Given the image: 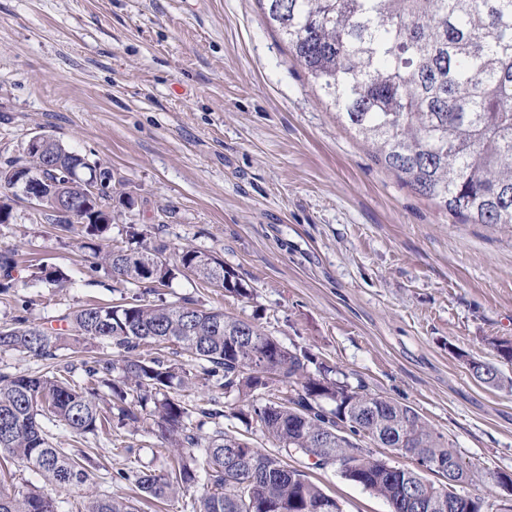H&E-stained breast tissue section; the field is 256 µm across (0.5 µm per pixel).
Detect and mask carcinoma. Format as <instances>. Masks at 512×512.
Returning a JSON list of instances; mask_svg holds the SVG:
<instances>
[{"instance_id": "1", "label": "carcinoma", "mask_w": 512, "mask_h": 512, "mask_svg": "<svg viewBox=\"0 0 512 512\" xmlns=\"http://www.w3.org/2000/svg\"><path fill=\"white\" fill-rule=\"evenodd\" d=\"M269 26L288 43L336 118L374 160L443 210L473 224H512V0H259ZM47 180L40 204L86 205L85 223L54 221L90 240L96 265L120 284L141 288L112 305L86 304L64 316L73 342L107 344L115 359L83 360V379L60 364L61 333L17 315L0 327V352L45 362L30 375L0 372V451L38 471L55 488L91 484L94 463L53 443L63 427L75 437L150 420L170 452L168 467L135 474L140 499L91 493L84 512H140L139 500L188 493L189 512H343L339 501L288 464L290 458L335 467L384 500L391 512H487L480 497L452 488L469 477L443 436L412 407L308 371L304 350H290L261 328L191 295L149 299L178 277H193L241 298L250 290L218 257L186 247L172 260L167 244L136 225L114 244L112 173L52 140L39 153L0 163V189H15L18 168ZM101 191L92 196L89 186ZM14 255L0 252V294L15 288ZM32 279L58 288L68 278L41 266ZM177 354L196 362L208 385L235 393L231 416L258 427L278 452L266 454L224 431L219 402L189 403L178 391L192 381ZM118 376H113V373ZM330 401L334 408L321 405ZM214 424L202 438L194 426ZM367 439L412 455L397 466L362 445ZM437 474L435 483L422 472ZM0 512H58L38 490L0 488Z\"/></svg>"}]
</instances>
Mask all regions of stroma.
<instances>
[{
  "mask_svg": "<svg viewBox=\"0 0 512 512\" xmlns=\"http://www.w3.org/2000/svg\"><path fill=\"white\" fill-rule=\"evenodd\" d=\"M39 133L110 169L132 199L113 241L136 225L170 252L214 254L252 292L181 277L167 300L196 294L413 407L470 469L457 493L500 503L487 475L512 474V388L476 381L467 362L498 363L488 338L512 339V224L466 222L375 163L257 0H0V162ZM8 197L0 250L16 255L17 288L0 295V324L23 306L58 329L79 305L136 293L93 271L51 212ZM40 264L70 285L32 280ZM54 437L99 462L108 495L135 492L115 472L168 462L147 425ZM301 469L343 512H390L336 468Z\"/></svg>",
  "mask_w": 512,
  "mask_h": 512,
  "instance_id": "stroma-1",
  "label": "stroma"
}]
</instances>
